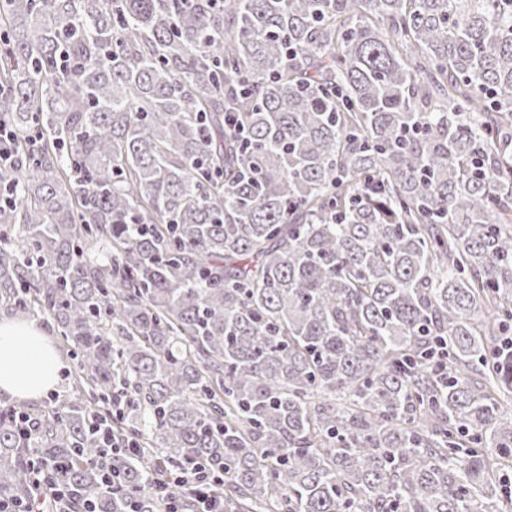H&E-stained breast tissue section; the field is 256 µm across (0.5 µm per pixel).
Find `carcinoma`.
Masks as SVG:
<instances>
[{
    "label": "carcinoma",
    "instance_id": "carcinoma-1",
    "mask_svg": "<svg viewBox=\"0 0 512 512\" xmlns=\"http://www.w3.org/2000/svg\"><path fill=\"white\" fill-rule=\"evenodd\" d=\"M0 21V309L77 360L68 398L13 405L30 434L0 418V496L40 459L95 512H158L203 461L224 512H502L512 0Z\"/></svg>",
    "mask_w": 512,
    "mask_h": 512
}]
</instances>
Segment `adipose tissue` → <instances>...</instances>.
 Masks as SVG:
<instances>
[{"instance_id": "obj_1", "label": "adipose tissue", "mask_w": 512, "mask_h": 512, "mask_svg": "<svg viewBox=\"0 0 512 512\" xmlns=\"http://www.w3.org/2000/svg\"><path fill=\"white\" fill-rule=\"evenodd\" d=\"M61 361L36 323L0 320V391L36 397L54 388Z\"/></svg>"}]
</instances>
